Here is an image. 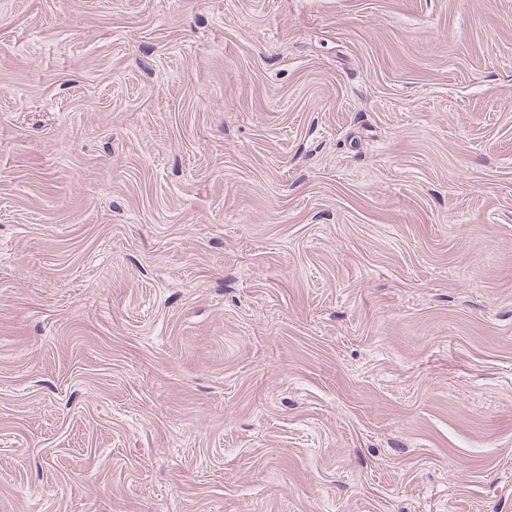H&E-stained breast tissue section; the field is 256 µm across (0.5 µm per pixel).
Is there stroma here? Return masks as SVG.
Segmentation results:
<instances>
[{
    "label": "stroma",
    "instance_id": "obj_1",
    "mask_svg": "<svg viewBox=\"0 0 512 512\" xmlns=\"http://www.w3.org/2000/svg\"><path fill=\"white\" fill-rule=\"evenodd\" d=\"M0 512H512V0H0Z\"/></svg>",
    "mask_w": 512,
    "mask_h": 512
}]
</instances>
